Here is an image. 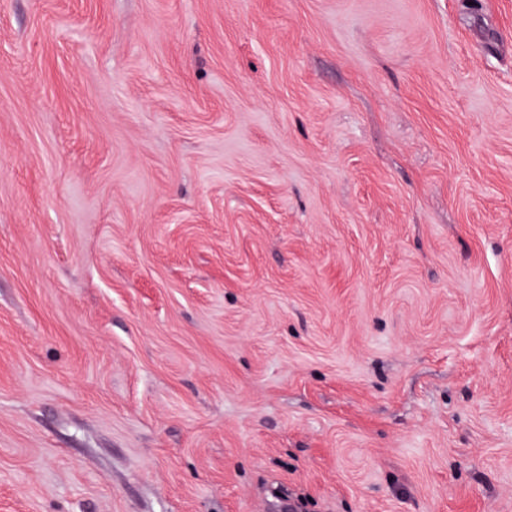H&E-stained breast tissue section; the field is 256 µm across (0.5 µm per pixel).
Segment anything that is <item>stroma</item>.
<instances>
[{"mask_svg": "<svg viewBox=\"0 0 512 512\" xmlns=\"http://www.w3.org/2000/svg\"><path fill=\"white\" fill-rule=\"evenodd\" d=\"M512 512V0H0V512Z\"/></svg>", "mask_w": 512, "mask_h": 512, "instance_id": "1", "label": "stroma"}]
</instances>
